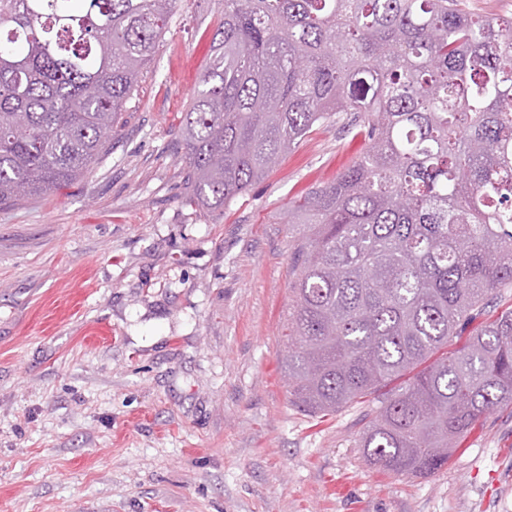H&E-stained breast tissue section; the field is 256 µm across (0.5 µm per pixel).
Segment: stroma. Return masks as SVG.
<instances>
[{"label": "stroma", "mask_w": 512, "mask_h": 512, "mask_svg": "<svg viewBox=\"0 0 512 512\" xmlns=\"http://www.w3.org/2000/svg\"><path fill=\"white\" fill-rule=\"evenodd\" d=\"M223 10L182 0L99 163L0 207V512H512L510 411L414 477L366 461L368 404L291 402L288 204L362 141L327 121L223 216L189 203L179 125Z\"/></svg>", "instance_id": "obj_1"}]
</instances>
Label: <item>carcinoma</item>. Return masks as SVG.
<instances>
[{"label":"carcinoma","mask_w":512,"mask_h":512,"mask_svg":"<svg viewBox=\"0 0 512 512\" xmlns=\"http://www.w3.org/2000/svg\"><path fill=\"white\" fill-rule=\"evenodd\" d=\"M180 0H0V204L82 179ZM364 148L288 207L289 395L371 397L360 447L398 474L448 463L512 406V19L468 0H224L184 113L192 202L245 195L318 124ZM461 346H456L459 340Z\"/></svg>","instance_id":"cac0c4a2"}]
</instances>
